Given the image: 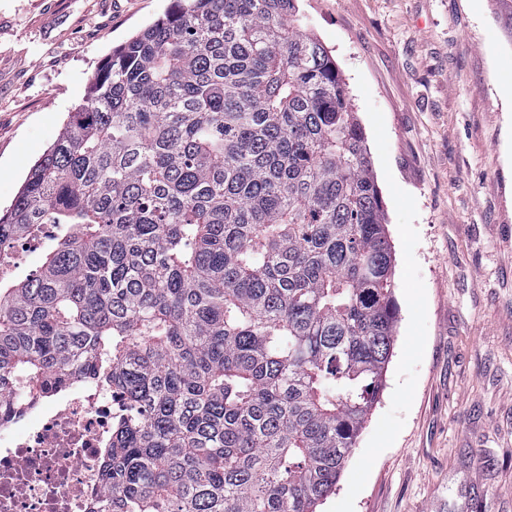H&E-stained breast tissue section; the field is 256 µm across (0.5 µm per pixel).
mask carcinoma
<instances>
[{
    "instance_id": "carcinoma-1",
    "label": "carcinoma",
    "mask_w": 512,
    "mask_h": 512,
    "mask_svg": "<svg viewBox=\"0 0 512 512\" xmlns=\"http://www.w3.org/2000/svg\"><path fill=\"white\" fill-rule=\"evenodd\" d=\"M298 0H171L0 212V423L83 379L127 417L98 512H316L380 391L394 258L348 84ZM512 38V0H496ZM44 248L29 247V245L15 248V265L10 266V274L16 278L24 277L29 271L42 264Z\"/></svg>"
}]
</instances>
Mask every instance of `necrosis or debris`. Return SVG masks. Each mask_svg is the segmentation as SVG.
Instances as JSON below:
<instances>
[{"label":"necrosis or debris","mask_w":512,"mask_h":512,"mask_svg":"<svg viewBox=\"0 0 512 512\" xmlns=\"http://www.w3.org/2000/svg\"><path fill=\"white\" fill-rule=\"evenodd\" d=\"M122 411L111 391L79 381L0 424V512H94Z\"/></svg>","instance_id":"necrosis-or-debris-1"}]
</instances>
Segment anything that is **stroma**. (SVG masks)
<instances>
[{"label": "stroma", "instance_id": "35a3bbf8", "mask_svg": "<svg viewBox=\"0 0 512 512\" xmlns=\"http://www.w3.org/2000/svg\"><path fill=\"white\" fill-rule=\"evenodd\" d=\"M170 0H0V211ZM354 98L399 317L317 512H512V39L493 0H298Z\"/></svg>", "mask_w": 512, "mask_h": 512}]
</instances>
